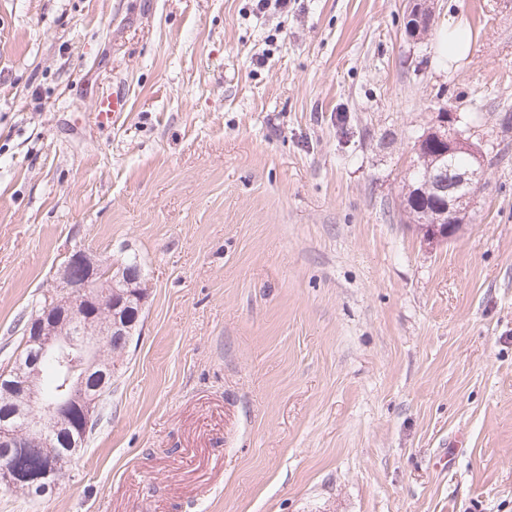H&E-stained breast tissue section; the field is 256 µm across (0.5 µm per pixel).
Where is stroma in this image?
Returning a JSON list of instances; mask_svg holds the SVG:
<instances>
[{"mask_svg": "<svg viewBox=\"0 0 512 512\" xmlns=\"http://www.w3.org/2000/svg\"><path fill=\"white\" fill-rule=\"evenodd\" d=\"M436 17L0 0V367L68 249L146 292L81 455L0 512H512V0ZM443 102L487 179L431 246L403 185ZM405 2L406 33L413 41H419L421 40L424 26L426 33L434 29L435 19L431 20L429 18L435 14V1L407 0ZM465 24L459 20L450 21L446 31L439 36L438 51L441 55L448 58V67L457 60L465 57L471 50L472 42L470 38L460 40L457 32L464 28Z\"/></svg>", "mask_w": 512, "mask_h": 512, "instance_id": "1", "label": "stroma"}]
</instances>
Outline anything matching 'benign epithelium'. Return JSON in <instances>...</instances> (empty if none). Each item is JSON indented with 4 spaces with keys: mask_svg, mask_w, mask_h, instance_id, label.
Listing matches in <instances>:
<instances>
[{
    "mask_svg": "<svg viewBox=\"0 0 512 512\" xmlns=\"http://www.w3.org/2000/svg\"><path fill=\"white\" fill-rule=\"evenodd\" d=\"M406 33L421 40L425 23L435 14L433 0H406ZM461 117L447 106L439 109L435 120L416 140L415 153L423 154L428 143L440 144L443 151L427 160L421 191L444 194L445 204L434 214H420L415 223L423 225V238L436 245L455 236L465 221L462 216L471 208L478 187L486 180L485 152L473 142L470 129L460 125ZM469 164L459 168L451 163L459 155ZM53 301L40 305L25 327V345L34 354L19 357L18 371L30 372L31 380L18 383L14 376H0V397L23 411V428L0 419V446L15 448L21 444L23 431L41 436L46 461L41 470L29 478V487L40 494L55 489L66 473L68 464L80 453L91 423L99 408V393L85 390L89 374L102 366L101 346L116 338L130 343L134 323L128 319L129 308L143 306L141 276L119 261L103 259L76 247L61 263L55 282ZM56 361L65 374L62 395L45 402L34 377L40 373L43 359ZM68 431L67 447L57 443ZM20 483V473L11 464H0V485L13 488Z\"/></svg>",
    "mask_w": 512,
    "mask_h": 512,
    "instance_id": "obj_1",
    "label": "benign epithelium"
}]
</instances>
